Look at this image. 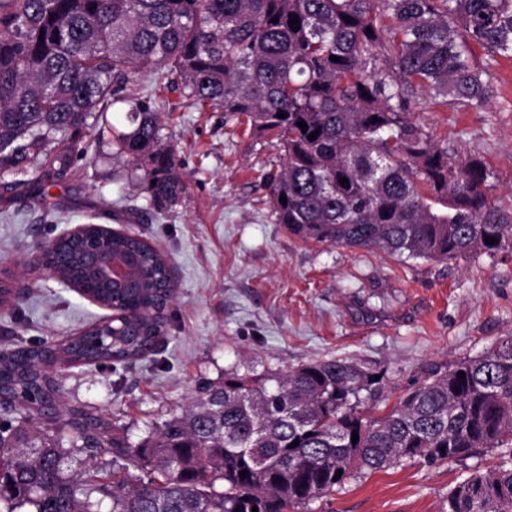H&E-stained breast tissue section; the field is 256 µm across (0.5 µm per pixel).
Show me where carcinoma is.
Instances as JSON below:
<instances>
[{
	"mask_svg": "<svg viewBox=\"0 0 512 512\" xmlns=\"http://www.w3.org/2000/svg\"><path fill=\"white\" fill-rule=\"evenodd\" d=\"M473 44L512 57V0H0V181L66 179L92 129L143 171L149 206L172 209L185 182L157 93L125 95L144 75L284 149L264 181L276 223L305 241L440 260L512 253V207L489 199L483 162L449 160L406 117L417 86L461 108L487 102ZM117 105L121 127L107 119ZM92 250L137 254L139 277L88 275ZM44 263L117 317L56 347L52 362L41 343L0 352V512H100L107 498L112 512H300L355 468L494 449L498 462L472 468L444 512H512V336L429 374L376 417L362 407L379 381L355 363L227 373L132 446L106 417L61 400L58 369L152 349L162 297H175L166 256L88 223L49 242ZM101 453L112 468L95 463ZM132 466L149 478L133 480Z\"/></svg>",
	"mask_w": 512,
	"mask_h": 512,
	"instance_id": "cac0c4a2",
	"label": "carcinoma"
}]
</instances>
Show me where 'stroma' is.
Instances as JSON below:
<instances>
[{
  "label": "stroma",
  "instance_id": "35a3bbf8",
  "mask_svg": "<svg viewBox=\"0 0 512 512\" xmlns=\"http://www.w3.org/2000/svg\"><path fill=\"white\" fill-rule=\"evenodd\" d=\"M473 59L494 87L487 104L456 108L418 88L408 117L451 160L484 162L490 198L510 207L512 58L478 47ZM159 99L186 184L167 213L149 210L137 180L113 179L112 150L92 136L65 180L41 190L0 184V286H26L22 299L0 307V351L62 343L108 314L43 273L35 260L42 240L95 218L158 246L173 270L176 298L155 347L133 361L62 371L63 401L105 415L135 444L185 411L200 382L343 358L378 375L382 413L431 371L512 336V256L406 259L302 241L275 223L264 183L283 150L229 133L221 110L189 108L181 87ZM469 469L405 459L356 473L308 512H442Z\"/></svg>",
  "mask_w": 512,
  "mask_h": 512
}]
</instances>
